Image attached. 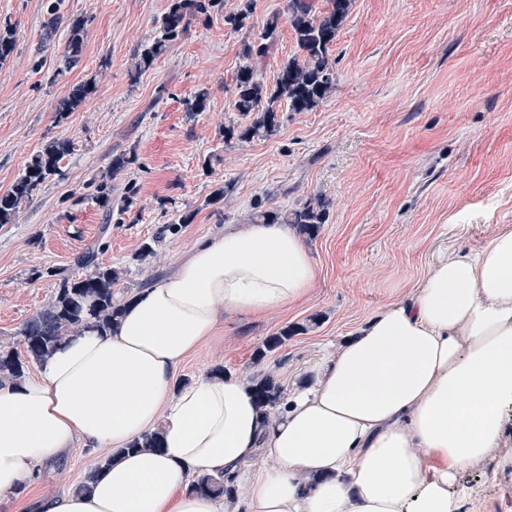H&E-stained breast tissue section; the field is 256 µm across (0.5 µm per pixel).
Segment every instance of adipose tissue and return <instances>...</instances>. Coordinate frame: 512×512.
<instances>
[{
	"label": "adipose tissue",
	"mask_w": 512,
	"mask_h": 512,
	"mask_svg": "<svg viewBox=\"0 0 512 512\" xmlns=\"http://www.w3.org/2000/svg\"><path fill=\"white\" fill-rule=\"evenodd\" d=\"M317 279L283 224H245L195 246L137 294L115 327L59 343L37 374L0 385V498L74 448L115 450L91 492L31 512H461L473 466L512 457V225L476 254L439 253L406 300L337 345L302 389L262 416L246 379L185 359L226 313H271ZM160 431L162 451L127 445ZM225 476L244 497L193 492Z\"/></svg>",
	"instance_id": "ef3b65f1"
}]
</instances>
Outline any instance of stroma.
<instances>
[{
  "label": "stroma",
  "instance_id": "obj_1",
  "mask_svg": "<svg viewBox=\"0 0 512 512\" xmlns=\"http://www.w3.org/2000/svg\"><path fill=\"white\" fill-rule=\"evenodd\" d=\"M47 3L0 0V25L17 35L0 64V192L49 142L72 144L18 223L0 225V344L16 345L60 276H81L75 259L88 247L101 265L124 269L114 293L132 296L255 212L320 197L328 217L305 242L318 269L306 301L273 316L225 315L174 380L219 367L248 380L270 372L290 392L332 345L403 299L439 249L478 253L497 225L512 224V0H354L331 49L333 91L312 111L281 112L276 134L248 142L222 136L240 120L231 103L241 44L287 0H255L238 31L224 17L244 0H224L135 81V55L158 37L168 0H61L49 41ZM76 19L86 29L81 60L63 74ZM91 77L95 92L58 119L73 86ZM202 90L206 111H186L184 99ZM120 153L137 161L113 180V196L129 192L133 202L108 214L91 185ZM187 212L192 223L138 261L144 243ZM295 324L303 334L258 358ZM104 456L78 448L40 467L0 512L74 488ZM492 470L485 462L462 475L481 489L465 512H512V478Z\"/></svg>",
  "mask_w": 512,
  "mask_h": 512
}]
</instances>
